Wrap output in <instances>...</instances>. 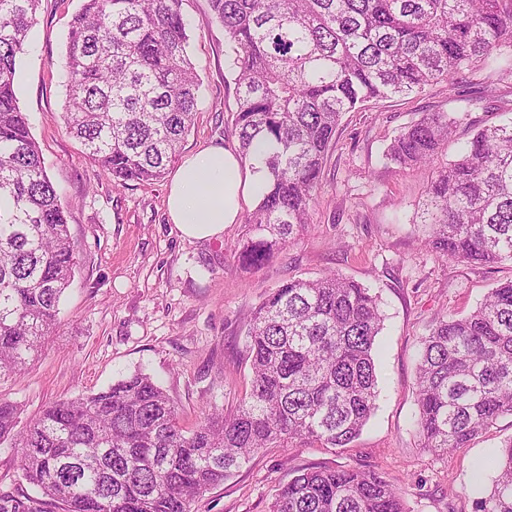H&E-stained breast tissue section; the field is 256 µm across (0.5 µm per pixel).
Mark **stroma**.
Returning <instances> with one entry per match:
<instances>
[{
	"mask_svg": "<svg viewBox=\"0 0 512 512\" xmlns=\"http://www.w3.org/2000/svg\"><path fill=\"white\" fill-rule=\"evenodd\" d=\"M80 6L81 0H41L17 60L18 103L68 212L78 259L55 336L21 375L0 382V400L19 406L20 426L56 400L105 388L137 370L168 392L186 428L213 409L232 412L250 389L251 310L287 280L333 271L371 288L385 316L377 338L374 416L348 448L300 444L259 452L196 499L191 512H269L281 485L298 470L319 466L378 471L402 489L410 512H473L496 477L484 463L512 437V417L499 418L466 448L432 454L416 431L415 367L432 319L476 308L498 282L512 278V263L451 264L425 250L412 217L433 170L397 167L383 152L422 112L458 117L456 138L468 140L480 127L502 121L499 105L512 99V85L470 73L468 84L478 91L470 102L452 100L440 83L347 113L305 235L246 272L236 256L243 223L226 225L215 238L183 236L167 214L168 180L114 186L66 132L65 42ZM182 12L201 87L196 124L180 153L236 146L232 48L210 18L209 0H182Z\"/></svg>",
	"mask_w": 512,
	"mask_h": 512,
	"instance_id": "obj_1",
	"label": "stroma"
}]
</instances>
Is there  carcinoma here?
Masks as SVG:
<instances>
[{"label":"carcinoma","mask_w":512,"mask_h":512,"mask_svg":"<svg viewBox=\"0 0 512 512\" xmlns=\"http://www.w3.org/2000/svg\"><path fill=\"white\" fill-rule=\"evenodd\" d=\"M182 0H82L68 30L66 130L116 186L163 178L195 124L199 89ZM233 45L238 154L263 149L266 187L245 217L238 261L261 268L311 223L343 116L485 69L512 82V0H209ZM40 0H0V380L20 373L58 324L77 261L57 191L15 93L17 58ZM458 119L425 112L384 151L431 164ZM424 247L450 263L512 261V121L485 126L436 168L416 212ZM377 295L336 272L289 280L253 309L250 392L231 414L185 429L138 371L59 400L16 430L0 400V441L21 449L38 496L0 512H191L194 500L264 448H346L376 409ZM418 433L444 455L512 416V279L472 312L442 315L416 369ZM474 512H512V438ZM269 512H410L374 470L311 467Z\"/></svg>","instance_id":"cac0c4a2"}]
</instances>
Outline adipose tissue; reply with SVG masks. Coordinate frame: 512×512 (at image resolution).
Masks as SVG:
<instances>
[{"mask_svg":"<svg viewBox=\"0 0 512 512\" xmlns=\"http://www.w3.org/2000/svg\"><path fill=\"white\" fill-rule=\"evenodd\" d=\"M260 158L242 162L235 148L206 146L185 158L174 173L167 197L171 222L185 236H220L236 223L248 196L263 183Z\"/></svg>","mask_w":512,"mask_h":512,"instance_id":"obj_1","label":"adipose tissue"}]
</instances>
